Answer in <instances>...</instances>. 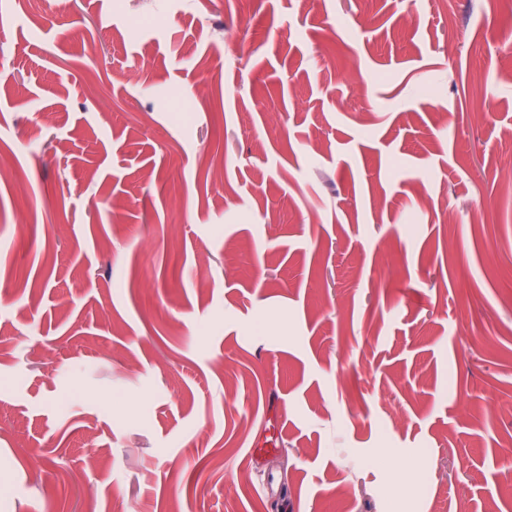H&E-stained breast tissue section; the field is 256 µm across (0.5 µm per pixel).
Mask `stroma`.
I'll return each instance as SVG.
<instances>
[{"mask_svg": "<svg viewBox=\"0 0 512 512\" xmlns=\"http://www.w3.org/2000/svg\"><path fill=\"white\" fill-rule=\"evenodd\" d=\"M510 444L512 0H0V512H512Z\"/></svg>", "mask_w": 512, "mask_h": 512, "instance_id": "1", "label": "stroma"}]
</instances>
